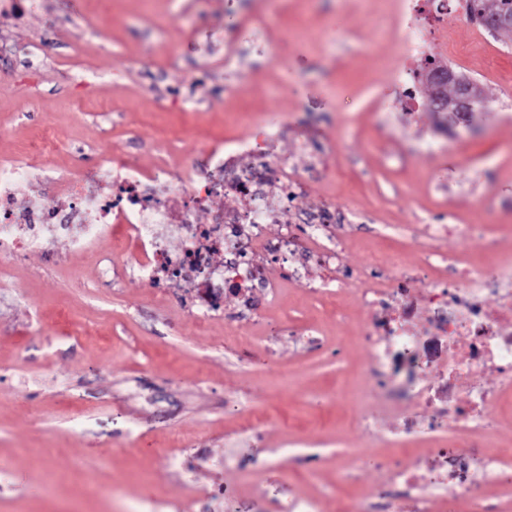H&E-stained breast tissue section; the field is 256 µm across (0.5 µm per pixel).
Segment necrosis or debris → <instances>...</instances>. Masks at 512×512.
<instances>
[{"instance_id": "4bbe7bcc", "label": "necrosis or debris", "mask_w": 512, "mask_h": 512, "mask_svg": "<svg viewBox=\"0 0 512 512\" xmlns=\"http://www.w3.org/2000/svg\"><path fill=\"white\" fill-rule=\"evenodd\" d=\"M393 25L402 31L397 49L405 57L424 56L433 40L440 41L442 56L450 64H458L470 55L467 46L448 37V0H396ZM236 145L239 155L252 158L253 163L240 169L231 186L198 178L186 166L162 162L147 168L127 157L110 158L91 177L110 184L109 194H89L85 189L89 177L85 174L70 179L60 175L54 184L68 204L66 208L51 210L27 209L18 204V197L31 176L30 163H1L0 257L21 251H42L52 238L67 239L72 250L81 251L105 239L116 226L127 238L128 254L139 268L146 270L160 265L173 269L175 275L186 276L199 288L202 302H211L222 292L224 273L232 267L242 273L246 287H253L255 277L250 254L284 245L283 240H268L260 232L261 226L271 218L268 180L273 177L284 186L296 188L303 175L285 162L259 172L255 162L265 155L261 142L248 137L237 140ZM158 183L168 187L170 196L180 199L181 219H173L166 200L155 196L154 186ZM227 190L247 196L248 209L225 212L220 223H196L197 206ZM164 228L178 238L177 250L161 248L160 231ZM457 234L464 241L483 239L485 250L494 255L496 280L488 282L482 270L472 265L453 263L455 288H430L431 313L424 323L415 326H394L379 320L378 308L389 298L391 285L403 280L406 271L398 258L373 259L371 267L378 270L383 285L371 289L366 306L374 335L386 337L387 342L384 347H372L366 379L368 385L380 386L388 369L406 370L414 383L415 397L423 400L434 416L462 426L480 421L484 410L501 399L499 392L477 384V377L493 369L504 382L512 381V254L497 252L496 241L489 238L487 225L461 224ZM217 252L223 253V262H214L213 255ZM489 291L500 295L498 304L492 308L481 300ZM425 336L446 340L444 354L423 357L421 339ZM425 372L451 381L469 378L467 402L455 405L431 387L418 384L419 375ZM446 455L455 477L454 484L448 487L449 495L463 499L470 512H492L478 477L470 473L466 448L453 446Z\"/></svg>"}]
</instances>
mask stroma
<instances>
[{
  "label": "stroma",
  "instance_id": "obj_1",
  "mask_svg": "<svg viewBox=\"0 0 512 512\" xmlns=\"http://www.w3.org/2000/svg\"><path fill=\"white\" fill-rule=\"evenodd\" d=\"M0 12V46L42 47L34 70L0 68V163L25 160L44 125L59 133L54 172L130 154L205 169L208 152L254 134L250 112L287 113L267 149L305 174L311 209L346 199L356 218L310 239L279 185L266 238L299 250L256 251L270 285L219 296L198 327L195 292L155 268L144 276L120 242L72 253L0 259V512H279L312 498L399 494L390 433L428 418L401 393L363 386L365 302L357 277L372 256L399 254L410 272L381 315H428L426 252L467 253L491 269L480 242L431 240L426 224H488L512 251V33L450 15L449 37L470 46L465 73L488 102L465 119L409 109L391 71L406 60L370 0H280L264 36L243 32L224 65L225 21L264 0H15ZM292 41L281 56L274 45ZM92 44L81 59L76 44ZM240 89L229 100L228 89ZM436 144L423 154L424 144ZM490 429L449 427L409 439L421 468L462 442L479 459L491 442L512 448V405L486 414Z\"/></svg>",
  "mask_w": 512,
  "mask_h": 512
}]
</instances>
